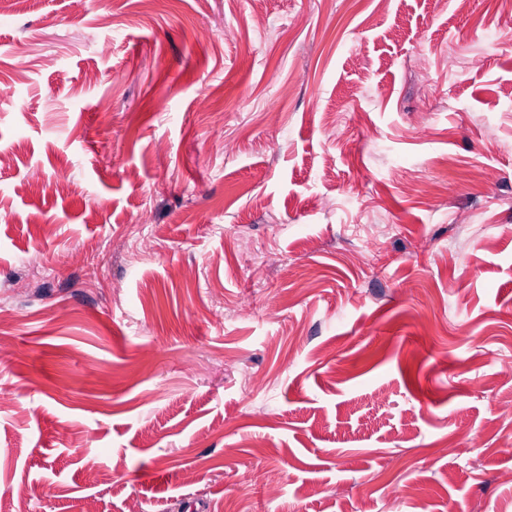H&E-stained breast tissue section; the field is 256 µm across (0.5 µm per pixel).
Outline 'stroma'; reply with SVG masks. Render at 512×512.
Here are the masks:
<instances>
[{"label": "stroma", "mask_w": 512, "mask_h": 512, "mask_svg": "<svg viewBox=\"0 0 512 512\" xmlns=\"http://www.w3.org/2000/svg\"><path fill=\"white\" fill-rule=\"evenodd\" d=\"M0 153V512H512V0H0Z\"/></svg>", "instance_id": "1"}]
</instances>
